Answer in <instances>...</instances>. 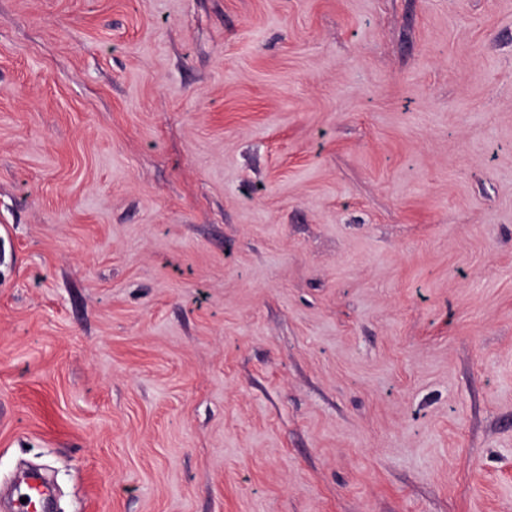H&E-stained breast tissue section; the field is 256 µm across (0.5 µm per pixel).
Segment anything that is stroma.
<instances>
[{
    "instance_id": "1",
    "label": "stroma",
    "mask_w": 512,
    "mask_h": 512,
    "mask_svg": "<svg viewBox=\"0 0 512 512\" xmlns=\"http://www.w3.org/2000/svg\"><path fill=\"white\" fill-rule=\"evenodd\" d=\"M512 512V0H0V499Z\"/></svg>"
}]
</instances>
